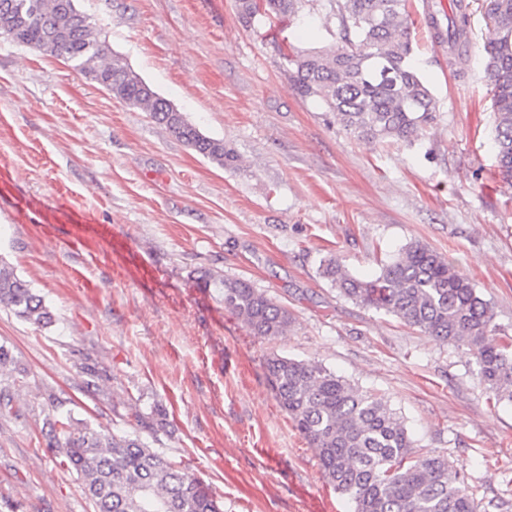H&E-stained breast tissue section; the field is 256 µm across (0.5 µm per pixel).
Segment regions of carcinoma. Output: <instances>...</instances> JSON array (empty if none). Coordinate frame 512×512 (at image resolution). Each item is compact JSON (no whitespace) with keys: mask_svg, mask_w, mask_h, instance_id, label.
Returning <instances> with one entry per match:
<instances>
[{"mask_svg":"<svg viewBox=\"0 0 512 512\" xmlns=\"http://www.w3.org/2000/svg\"><path fill=\"white\" fill-rule=\"evenodd\" d=\"M307 0H238L251 23L297 15ZM408 0H327L339 22L340 43L285 55L294 84L336 114L353 136L369 142L410 143L435 119L436 100L414 62ZM486 69L493 86L497 175L512 185V0L486 11ZM0 36L72 63L85 78L144 112L203 157L226 168L238 157L204 136L156 93L100 38L75 0H0ZM451 53L470 46L462 6L448 24ZM323 275L341 296L383 310L442 344L465 346L498 400L512 403V337L494 324L489 300L470 279L427 245H406L372 278L351 276L335 258ZM224 309L256 336L288 332L287 308L249 281L224 279ZM0 306L47 327L54 315L43 298L0 262ZM267 377L280 406L315 448L325 475L354 512H478L465 478L448 458L421 452L384 398L361 389L316 361L279 355ZM65 435L58 464L77 474L94 512H223L224 505L195 475L148 447L139 435H117L69 415L47 420Z\"/></svg>","mask_w":512,"mask_h":512,"instance_id":"carcinoma-1","label":"carcinoma"}]
</instances>
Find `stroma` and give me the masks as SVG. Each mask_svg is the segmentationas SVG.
<instances>
[{"mask_svg": "<svg viewBox=\"0 0 512 512\" xmlns=\"http://www.w3.org/2000/svg\"><path fill=\"white\" fill-rule=\"evenodd\" d=\"M424 2L409 9L435 119L412 142L382 144L358 140L294 87L284 43L338 40L321 0L288 23L250 25L237 0H78L113 54L234 150L235 168L63 59L0 37V260L55 316L41 328L0 306V346L15 361L0 392L18 409L0 415V512H94L48 448L47 419L68 412L122 433L132 409L156 406L167 425L140 438L202 479L224 512H353L279 406L273 355L380 395L417 447L466 476L479 512H512V405L496 401L467 348L356 305L321 275L336 256L374 276L419 241L512 329V186L494 175L485 2L467 0L461 64L430 43ZM79 222L102 248L94 294L67 277L83 258L62 241ZM119 262L138 276L116 274ZM219 279L248 280L286 306L287 334L254 335L225 311Z\"/></svg>", "mask_w": 512, "mask_h": 512, "instance_id": "obj_1", "label": "stroma"}]
</instances>
